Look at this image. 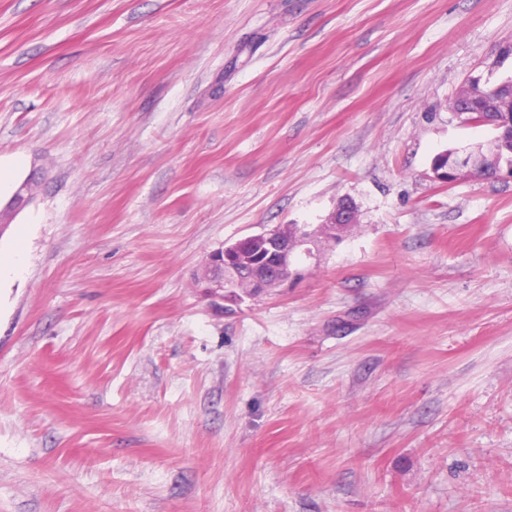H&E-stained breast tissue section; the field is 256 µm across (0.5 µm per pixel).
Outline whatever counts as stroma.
Returning <instances> with one entry per match:
<instances>
[{
  "label": "stroma",
  "instance_id": "35a3bbf8",
  "mask_svg": "<svg viewBox=\"0 0 512 512\" xmlns=\"http://www.w3.org/2000/svg\"><path fill=\"white\" fill-rule=\"evenodd\" d=\"M512 0H0V512H512V176L449 103ZM357 228L233 310L208 254ZM487 155L481 149L469 151L463 158L458 152L444 156V152L438 154L433 160L435 171L445 168L448 161V184L457 182L465 177H479L486 170Z\"/></svg>",
  "mask_w": 512,
  "mask_h": 512
}]
</instances>
